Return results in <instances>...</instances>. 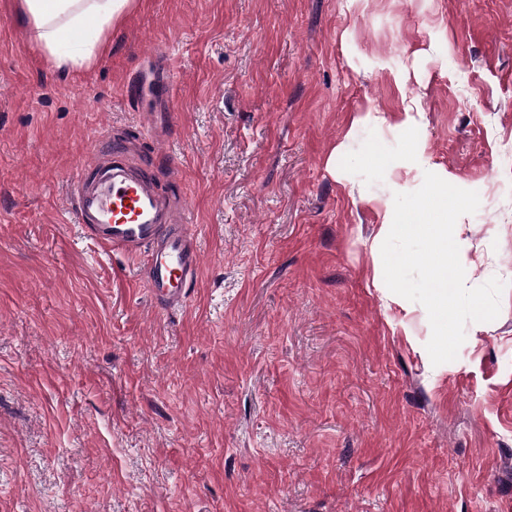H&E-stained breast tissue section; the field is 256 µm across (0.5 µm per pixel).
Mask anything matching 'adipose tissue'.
Instances as JSON below:
<instances>
[{"label": "adipose tissue", "instance_id": "obj_1", "mask_svg": "<svg viewBox=\"0 0 512 512\" xmlns=\"http://www.w3.org/2000/svg\"><path fill=\"white\" fill-rule=\"evenodd\" d=\"M131 0H21L36 44L58 68L90 64L104 31L128 11Z\"/></svg>", "mask_w": 512, "mask_h": 512}]
</instances>
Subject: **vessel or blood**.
<instances>
[{
	"label": "vessel or blood",
	"mask_w": 512,
	"mask_h": 512,
	"mask_svg": "<svg viewBox=\"0 0 512 512\" xmlns=\"http://www.w3.org/2000/svg\"><path fill=\"white\" fill-rule=\"evenodd\" d=\"M70 205L87 239L123 252L145 251L148 286L166 307L186 304L201 263L186 213L136 174L120 151H112L101 172L79 168Z\"/></svg>",
	"instance_id": "1"
}]
</instances>
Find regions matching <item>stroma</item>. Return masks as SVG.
I'll use <instances>...</instances> for the list:
<instances>
[{
  "mask_svg": "<svg viewBox=\"0 0 512 512\" xmlns=\"http://www.w3.org/2000/svg\"><path fill=\"white\" fill-rule=\"evenodd\" d=\"M116 142L186 206L182 308L65 204ZM493 165L512 0H135L69 71L0 0V512H512ZM428 171L480 197L467 286L505 284L438 366L373 247Z\"/></svg>",
  "mask_w": 512,
  "mask_h": 512,
  "instance_id": "stroma-1",
  "label": "stroma"
}]
</instances>
